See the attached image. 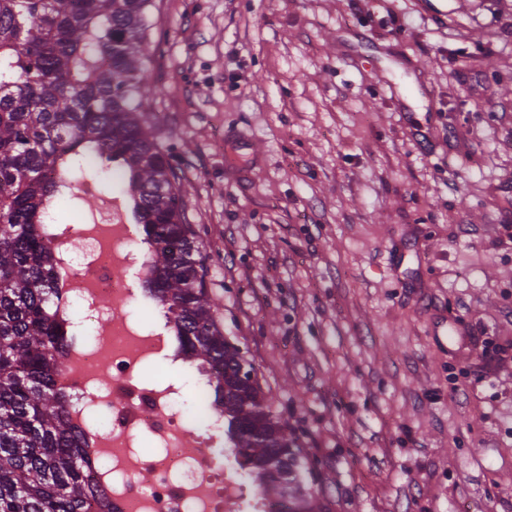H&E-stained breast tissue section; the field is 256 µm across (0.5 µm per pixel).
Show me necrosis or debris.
<instances>
[{
  "instance_id": "obj_1",
  "label": "necrosis or debris",
  "mask_w": 512,
  "mask_h": 512,
  "mask_svg": "<svg viewBox=\"0 0 512 512\" xmlns=\"http://www.w3.org/2000/svg\"><path fill=\"white\" fill-rule=\"evenodd\" d=\"M139 225L124 201L103 210L90 225L56 224L51 244L71 284L61 291L64 331L70 346L57 383L93 463L96 485L111 512H268L241 458L223 468L240 477L235 499L223 496L221 470L212 449L224 445V411L213 386L200 376L201 408L187 406V357L179 353L166 319L150 328L132 322L125 301L150 306L139 284L149 259L134 248ZM160 369L151 383L145 367ZM153 447L139 454L142 445Z\"/></svg>"
}]
</instances>
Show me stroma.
<instances>
[{"mask_svg":"<svg viewBox=\"0 0 512 512\" xmlns=\"http://www.w3.org/2000/svg\"><path fill=\"white\" fill-rule=\"evenodd\" d=\"M152 22L144 119L307 492L512 512V0H154ZM231 135L262 145L253 178Z\"/></svg>","mask_w":512,"mask_h":512,"instance_id":"1","label":"stroma"}]
</instances>
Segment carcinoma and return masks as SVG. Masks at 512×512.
<instances>
[{
    "label": "carcinoma",
    "mask_w": 512,
    "mask_h": 512,
    "mask_svg": "<svg viewBox=\"0 0 512 512\" xmlns=\"http://www.w3.org/2000/svg\"><path fill=\"white\" fill-rule=\"evenodd\" d=\"M153 0H0V512H110L56 385L65 344L47 224L82 181L125 182L148 245L143 287L192 364L215 382L224 438L256 472L272 512H316L310 474L258 380L241 384L206 287V256L187 223L180 177L142 108Z\"/></svg>",
    "instance_id": "cac0c4a2"
}]
</instances>
